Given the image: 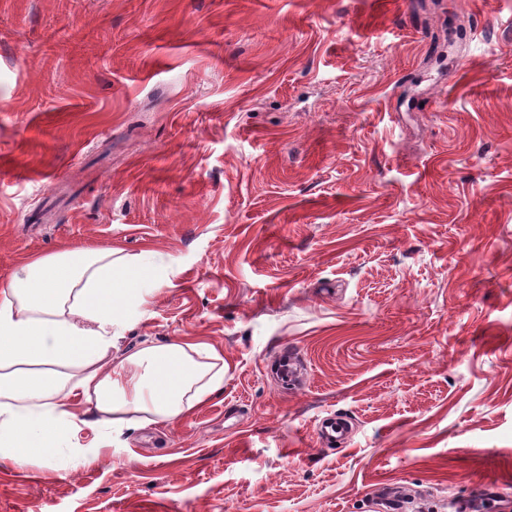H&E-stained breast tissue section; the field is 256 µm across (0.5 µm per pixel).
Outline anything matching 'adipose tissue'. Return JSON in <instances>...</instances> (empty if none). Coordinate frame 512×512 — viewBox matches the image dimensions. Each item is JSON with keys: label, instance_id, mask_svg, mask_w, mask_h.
Listing matches in <instances>:
<instances>
[{"label": "adipose tissue", "instance_id": "adipose-tissue-1", "mask_svg": "<svg viewBox=\"0 0 512 512\" xmlns=\"http://www.w3.org/2000/svg\"><path fill=\"white\" fill-rule=\"evenodd\" d=\"M154 252L73 247L26 260L0 283V462L59 471L80 428L81 397L97 429L172 424L218 393L222 358L177 340L112 354L122 312L155 282Z\"/></svg>", "mask_w": 512, "mask_h": 512}]
</instances>
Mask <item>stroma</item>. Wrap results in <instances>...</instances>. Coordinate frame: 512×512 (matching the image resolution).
I'll return each mask as SVG.
<instances>
[{"instance_id":"35a3bbf8","label":"stroma","mask_w":512,"mask_h":512,"mask_svg":"<svg viewBox=\"0 0 512 512\" xmlns=\"http://www.w3.org/2000/svg\"><path fill=\"white\" fill-rule=\"evenodd\" d=\"M73 246L224 389L0 512H512V0H0V283Z\"/></svg>"}]
</instances>
